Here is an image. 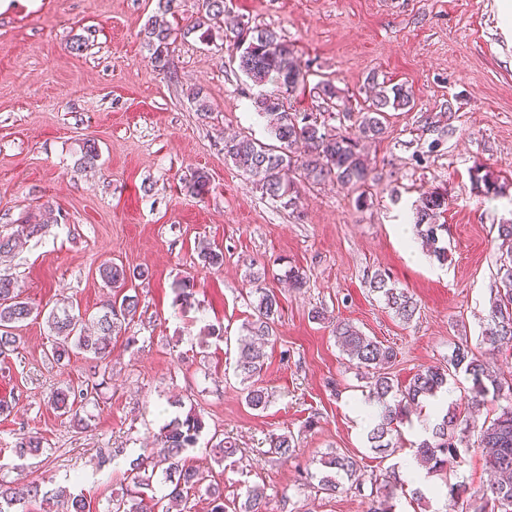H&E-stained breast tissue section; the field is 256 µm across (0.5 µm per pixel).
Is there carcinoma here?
I'll list each match as a JSON object with an SVG mask.
<instances>
[{"mask_svg":"<svg viewBox=\"0 0 512 512\" xmlns=\"http://www.w3.org/2000/svg\"><path fill=\"white\" fill-rule=\"evenodd\" d=\"M176 0H158L156 15L151 17L142 31L144 45L154 66L160 71L170 69L171 46L178 38L199 34V40L210 41L215 25L222 24L236 32L233 48L245 44L237 53L234 63L238 70L256 87L273 85L276 91L260 92L253 97L252 106L259 115L270 117L268 134L276 144H266L248 137H232L224 140V158L231 161L242 174L251 178L262 193L285 210L295 211L301 195L299 179L313 183L326 179L336 181L340 187L356 194L355 206L367 204L369 182L373 169L361 149V142L382 138L386 132L383 123L388 111L410 110L413 107L411 91L403 83L381 86L372 95L366 107L355 111L338 95L335 84L322 78L315 84L308 81V73L302 70L294 46L275 29L253 26L241 27L230 16L224 0H202L203 14L194 23L181 29L167 19ZM308 93L320 99L330 112L342 114L343 119L357 128L353 138L333 132L318 122L311 113L301 112L293 105L280 103L292 97ZM452 112H435L424 116L427 130L442 138L454 133L449 123ZM78 164L92 169L100 158L98 144L86 139L80 145ZM475 188L484 196L496 198L505 194L506 183L487 170L473 175ZM447 198L437 191L424 195L415 205L413 224L417 235L432 248V255L440 262L448 260V248L439 245L443 225L441 214L446 211ZM58 223L53 208L45 206L41 221L37 224H20L8 236H0V257L8 258L23 238L43 234L50 224ZM500 249L505 255L499 258L498 285L491 302V323L485 329L482 342L492 350L512 344V222L498 226ZM201 261L219 269L224 265V251L203 245L199 250ZM99 277L105 287L112 289V298L102 304L91 317L92 328L83 326L84 319L65 305L55 306L46 314L45 322L53 336L49 356L60 364L73 355H83L96 363L109 357L112 337L122 333L137 316L139 300L127 293L133 280L146 279L149 270H129L117 264L105 263L99 269ZM255 299L253 314L243 325V335L238 339V358L235 372L244 385L245 401L254 410L265 409L269 393L260 383L266 353L265 345L275 336L280 318L281 303L278 295L259 286L262 272L252 273ZM370 288L377 292L389 309L399 319L407 322L419 310L414 298L402 289L388 284V279L375 275ZM41 314L27 299L21 297L13 277L0 274V355L18 349L15 330L33 315ZM333 336L342 352L356 367L368 375L367 398L379 406L373 417L367 441L370 449L387 458L397 447L399 425L408 421L412 408L424 400L435 398L448 384V376L459 371L471 380L467 411L447 409L441 420L432 428V440L419 444L415 456L432 476L448 478V465L458 462L461 450L477 448L485 452L486 467L493 473V481L471 494L463 484L447 485V494L454 504H462L461 512H512V378L506 379L496 372L483 354L468 344H457L446 364L430 366L418 371L408 382L395 381L385 366L396 358L392 346L375 337L365 335L350 322L338 321ZM504 400L507 405L483 420L473 416L472 409L487 400ZM88 401V390L69 386L51 393V405L65 415L80 410ZM202 421L190 411L165 427L161 436L163 448L158 453L138 456L129 464L126 485L122 492L108 501L106 512H152L145 501L155 500L153 481L167 485L163 495L167 505L161 512H183L189 496L202 495L209 500L210 512H224V490L209 482L208 475L191 465L184 452L195 447L202 432ZM293 436L281 434L270 442V451L281 459L290 458L295 452ZM361 472L356 456L331 451L320 459L318 473L309 474L317 480L311 488L332 495L343 487V480H351ZM371 507L368 512H393L392 499L403 488L398 472L389 467L385 473L369 478ZM39 485L21 484L0 479V512H29L27 504L39 496ZM65 509L61 512H92L91 502L81 493L60 492ZM266 488L254 484L245 491L239 512H265Z\"/></svg>","mask_w":512,"mask_h":512,"instance_id":"carcinoma-1","label":"carcinoma"}]
</instances>
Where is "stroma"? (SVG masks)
Returning a JSON list of instances; mask_svg holds the SVG:
<instances>
[{
	"label": "stroma",
	"mask_w": 512,
	"mask_h": 512,
	"mask_svg": "<svg viewBox=\"0 0 512 512\" xmlns=\"http://www.w3.org/2000/svg\"><path fill=\"white\" fill-rule=\"evenodd\" d=\"M503 0H226L248 26H271L295 45L302 66L332 78L343 99L363 106L368 77L403 83L411 111L387 114L384 137L369 158L379 176L365 207L333 181L301 184L297 211L263 196L224 157V139L266 140V121L251 105L256 89L228 64L231 32L210 44L197 34L171 47L169 72L151 64L140 32L157 0H11L0 12V233L37 222L44 205L60 221L28 240L0 272L16 278L35 306L66 304L97 312L108 296L98 268L105 261L146 267L134 281L139 316L113 338L107 365L74 356L48 360L43 319L17 330L19 348L0 356V478L21 479L52 493L68 487L104 512L120 493L131 459L160 445L171 420L196 411L205 426L187 459L224 486L225 512H238L248 486L267 489V512H368L348 490L335 495L304 487L301 472L324 453L362 460L364 475L405 464L433 421L423 406L401 425L403 450L384 461L370 450L365 400L355 365L339 350L326 309L394 347L393 379L443 365L454 343L480 348L498 267L497 226L512 219V186L497 199L476 190L482 166L512 175V31L502 28ZM84 38L76 53L71 45ZM206 95L203 119L192 100ZM453 103L451 137L435 140L423 116ZM100 148L95 169L77 166L79 146ZM209 176L196 196L182 181ZM447 199L440 221L448 260L414 259L401 240L422 193ZM224 251V266L204 267L200 246ZM291 266L307 275L302 290L284 287ZM282 306L277 335L266 347L265 410L251 409L234 373V347L249 318V274ZM378 273L407 289L419 311L404 322L369 282ZM194 283L190 305L176 301L180 281ZM227 337L209 336L208 325ZM135 344H127V337ZM91 388L73 426L48 401L51 391ZM43 439L39 453L18 455L22 434ZM292 434L296 456L281 461L270 440ZM235 445L216 464L212 438Z\"/></svg>",
	"instance_id": "35a3bbf8"
}]
</instances>
